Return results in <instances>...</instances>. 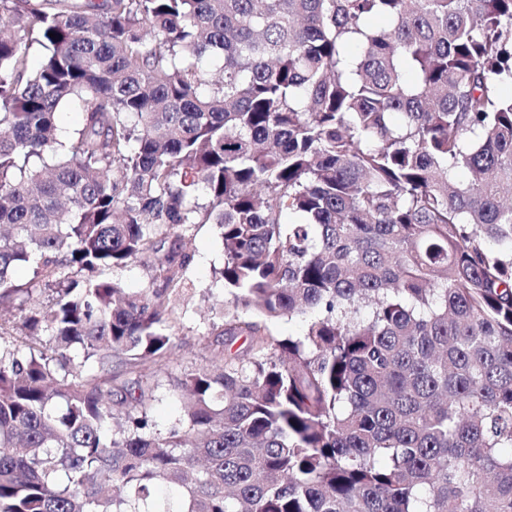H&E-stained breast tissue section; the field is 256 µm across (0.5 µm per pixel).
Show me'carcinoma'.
Wrapping results in <instances>:
<instances>
[{
  "instance_id": "obj_1",
  "label": "carcinoma",
  "mask_w": 512,
  "mask_h": 512,
  "mask_svg": "<svg viewBox=\"0 0 512 512\" xmlns=\"http://www.w3.org/2000/svg\"><path fill=\"white\" fill-rule=\"evenodd\" d=\"M0 24V512H512V0H0ZM207 223L218 336L247 346L157 433L131 374L175 348L166 241ZM136 261L144 288L106 275Z\"/></svg>"
}]
</instances>
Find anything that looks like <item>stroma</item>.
Masks as SVG:
<instances>
[{
	"label": "stroma",
	"instance_id": "35a3bbf8",
	"mask_svg": "<svg viewBox=\"0 0 512 512\" xmlns=\"http://www.w3.org/2000/svg\"><path fill=\"white\" fill-rule=\"evenodd\" d=\"M180 245L191 262L185 273L176 348L161 365L149 364L143 370L154 386L149 400L152 424L161 432L184 416V401L174 380L187 371L211 370L220 363L213 343L215 329L222 324L215 303L224 296L223 284L215 276L224 263L220 230L214 224L192 225Z\"/></svg>",
	"mask_w": 512,
	"mask_h": 512
}]
</instances>
